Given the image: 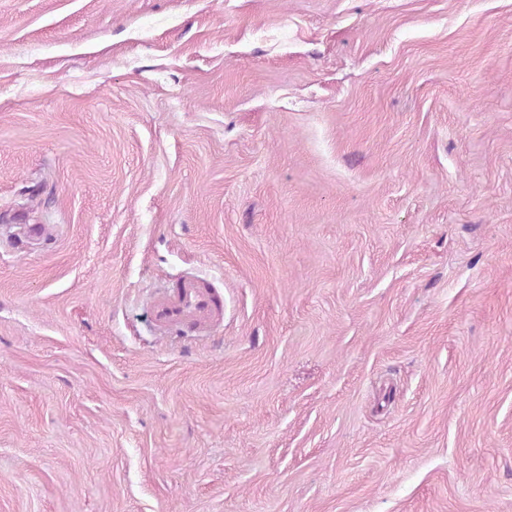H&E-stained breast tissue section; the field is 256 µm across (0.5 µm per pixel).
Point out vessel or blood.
Here are the masks:
<instances>
[{
  "label": "vessel or blood",
  "instance_id": "obj_1",
  "mask_svg": "<svg viewBox=\"0 0 512 512\" xmlns=\"http://www.w3.org/2000/svg\"><path fill=\"white\" fill-rule=\"evenodd\" d=\"M220 308V301L197 280L186 279L171 295L161 296L152 303L156 324L175 330L204 328Z\"/></svg>",
  "mask_w": 512,
  "mask_h": 512
}]
</instances>
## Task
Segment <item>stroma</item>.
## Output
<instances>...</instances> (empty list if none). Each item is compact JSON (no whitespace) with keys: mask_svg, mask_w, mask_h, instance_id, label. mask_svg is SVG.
Segmentation results:
<instances>
[{"mask_svg":"<svg viewBox=\"0 0 512 512\" xmlns=\"http://www.w3.org/2000/svg\"><path fill=\"white\" fill-rule=\"evenodd\" d=\"M0 512H512V0H0ZM221 304L219 298L195 279H185L170 296H160L152 303L156 325L179 331L182 328L202 330Z\"/></svg>","mask_w":512,"mask_h":512,"instance_id":"stroma-1","label":"stroma"}]
</instances>
